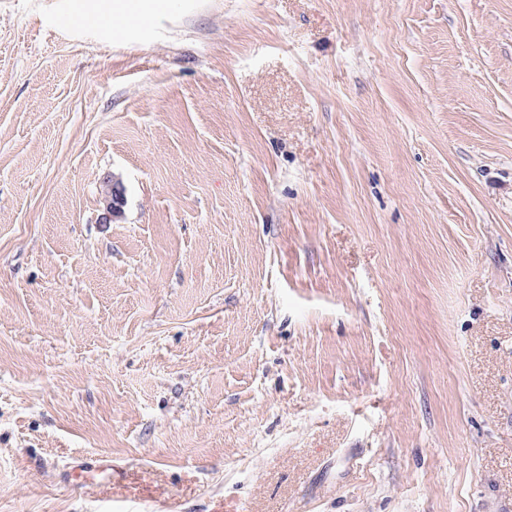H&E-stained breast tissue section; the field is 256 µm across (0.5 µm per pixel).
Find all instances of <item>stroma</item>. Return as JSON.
<instances>
[{
  "mask_svg": "<svg viewBox=\"0 0 512 512\" xmlns=\"http://www.w3.org/2000/svg\"><path fill=\"white\" fill-rule=\"evenodd\" d=\"M92 2L0 0V512H512V0ZM116 2L112 7V2L107 5L106 12L112 14L113 20H129L140 19L143 15V4L140 0H115Z\"/></svg>",
  "mask_w": 512,
  "mask_h": 512,
  "instance_id": "stroma-1",
  "label": "stroma"
}]
</instances>
